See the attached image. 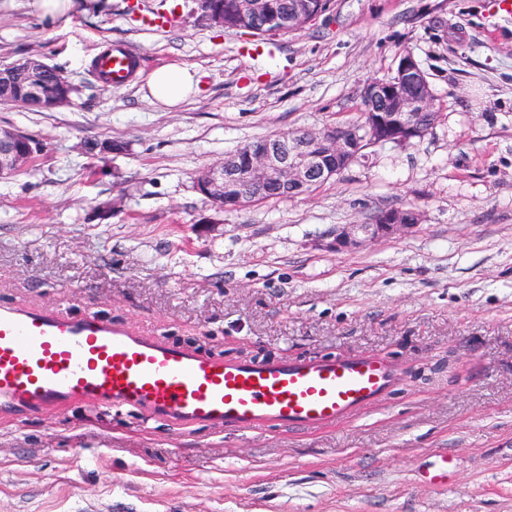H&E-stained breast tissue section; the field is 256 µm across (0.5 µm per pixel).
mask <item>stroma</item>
Listing matches in <instances>:
<instances>
[{
  "label": "stroma",
  "mask_w": 512,
  "mask_h": 512,
  "mask_svg": "<svg viewBox=\"0 0 512 512\" xmlns=\"http://www.w3.org/2000/svg\"><path fill=\"white\" fill-rule=\"evenodd\" d=\"M162 0H0V66L32 55L77 92L48 111L0 104L34 139L0 179V303L89 312L238 360L385 355L397 381L350 422L232 433L84 402L0 417V512H512V18L497 0H333L272 55ZM132 47L131 82L91 71ZM412 53L441 114L419 142L371 147L313 193L217 213L196 173L245 143L356 122L362 90ZM197 91L167 108L150 74ZM122 144L101 154L100 144ZM412 233L326 248L340 224L408 205ZM447 487L417 480L436 452ZM195 72L187 67L167 66L151 74L147 86L157 103L174 107L183 101L196 87Z\"/></svg>",
  "instance_id": "stroma-1"
}]
</instances>
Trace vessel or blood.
<instances>
[{
  "mask_svg": "<svg viewBox=\"0 0 512 512\" xmlns=\"http://www.w3.org/2000/svg\"><path fill=\"white\" fill-rule=\"evenodd\" d=\"M96 68L122 87L133 57L113 45L98 53ZM395 377L377 353L226 361L92 315L0 304V416L14 420L89 401L182 426L314 432L375 406ZM453 468L442 451L423 477L444 485Z\"/></svg>",
  "mask_w": 512,
  "mask_h": 512,
  "instance_id": "1",
  "label": "vessel or blood"
}]
</instances>
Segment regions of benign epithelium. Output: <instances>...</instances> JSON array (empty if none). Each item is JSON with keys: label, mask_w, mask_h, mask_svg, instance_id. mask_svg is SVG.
Here are the masks:
<instances>
[{"label": "benign epithelium", "mask_w": 512, "mask_h": 512, "mask_svg": "<svg viewBox=\"0 0 512 512\" xmlns=\"http://www.w3.org/2000/svg\"><path fill=\"white\" fill-rule=\"evenodd\" d=\"M192 3L193 14L209 26H224V10L234 12L242 24L236 28L238 32L256 31L261 21L275 13L272 0H232L227 6L222 0H192ZM315 17L306 0H294L283 23L294 33ZM47 69L41 58H32L25 69L21 94L43 102L51 111L71 104L76 91L73 83L58 72L59 88H52L46 79ZM363 94L381 104L379 109L365 114L363 124L325 125L304 135L267 141L227 154L195 176L196 190L204 193L216 210L237 211L253 203L251 197L240 192L243 184L307 191L334 179L360 160L369 147L410 145L430 131V127L417 121L416 114L432 110L436 105L426 73L412 53L400 57L395 77L389 83L373 80L366 84ZM35 151L36 146L25 134L0 128V178L25 168ZM420 223L422 214L416 209H390L376 222L336 227L325 247L336 252L355 250L373 239L409 233Z\"/></svg>", "instance_id": "benign-epithelium-1"}]
</instances>
